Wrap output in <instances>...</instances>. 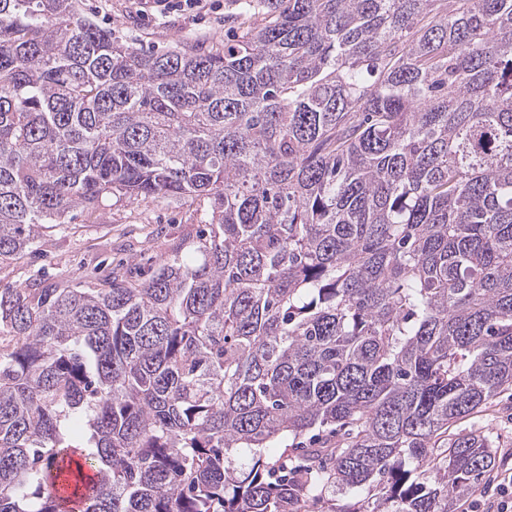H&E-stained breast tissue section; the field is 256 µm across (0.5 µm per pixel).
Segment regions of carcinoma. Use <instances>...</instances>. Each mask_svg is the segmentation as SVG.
<instances>
[{"label": "carcinoma", "instance_id": "carcinoma-1", "mask_svg": "<svg viewBox=\"0 0 512 512\" xmlns=\"http://www.w3.org/2000/svg\"><path fill=\"white\" fill-rule=\"evenodd\" d=\"M255 1L159 54L0 0V265L210 201L143 280L0 289V512H453L495 466L453 427L512 387V0Z\"/></svg>", "mask_w": 512, "mask_h": 512}]
</instances>
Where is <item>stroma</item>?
Segmentation results:
<instances>
[{
	"instance_id": "35a3bbf8",
	"label": "stroma",
	"mask_w": 512,
	"mask_h": 512,
	"mask_svg": "<svg viewBox=\"0 0 512 512\" xmlns=\"http://www.w3.org/2000/svg\"><path fill=\"white\" fill-rule=\"evenodd\" d=\"M79 9L86 19L111 30L115 40L158 53L176 42L196 39L220 48L263 21L258 12L241 14L235 0H206L198 12L165 17L155 0H79ZM208 208L202 197H157L109 201L93 211L73 210L66 228L46 231L21 259L0 265V285H18L34 277L49 284L69 283L107 274L117 266L143 278L174 244L195 238ZM460 426L489 434L497 453L495 469L461 499V506L498 500L501 483L512 476V392L503 391L490 406L461 420Z\"/></svg>"
}]
</instances>
